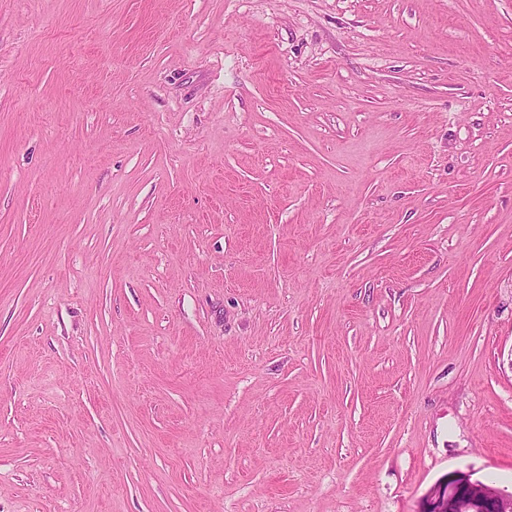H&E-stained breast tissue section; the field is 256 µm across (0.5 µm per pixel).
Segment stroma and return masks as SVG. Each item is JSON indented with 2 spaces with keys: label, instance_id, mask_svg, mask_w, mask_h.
<instances>
[{
  "label": "stroma",
  "instance_id": "stroma-1",
  "mask_svg": "<svg viewBox=\"0 0 512 512\" xmlns=\"http://www.w3.org/2000/svg\"><path fill=\"white\" fill-rule=\"evenodd\" d=\"M512 493V0H0V512Z\"/></svg>",
  "mask_w": 512,
  "mask_h": 512
}]
</instances>
